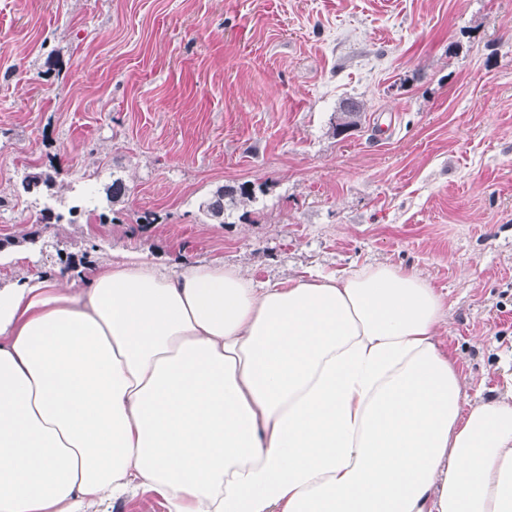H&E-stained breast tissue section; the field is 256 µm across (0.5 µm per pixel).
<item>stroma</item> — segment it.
Returning <instances> with one entry per match:
<instances>
[{"label":"stroma","instance_id":"35a3bbf8","mask_svg":"<svg viewBox=\"0 0 512 512\" xmlns=\"http://www.w3.org/2000/svg\"><path fill=\"white\" fill-rule=\"evenodd\" d=\"M348 98L361 124L337 136ZM48 167L53 195L24 194ZM245 182L234 223H209L200 203ZM82 189L105 223H69ZM0 197V287L124 254L270 283L415 270L467 395H504L512 0H0Z\"/></svg>","mask_w":512,"mask_h":512}]
</instances>
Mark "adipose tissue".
Listing matches in <instances>:
<instances>
[{
  "label": "adipose tissue",
  "instance_id": "obj_1",
  "mask_svg": "<svg viewBox=\"0 0 512 512\" xmlns=\"http://www.w3.org/2000/svg\"><path fill=\"white\" fill-rule=\"evenodd\" d=\"M412 270L198 260L0 288V512H512V394L467 401ZM110 512H168V505L154 492L138 491L133 497L117 502Z\"/></svg>",
  "mask_w": 512,
  "mask_h": 512
}]
</instances>
